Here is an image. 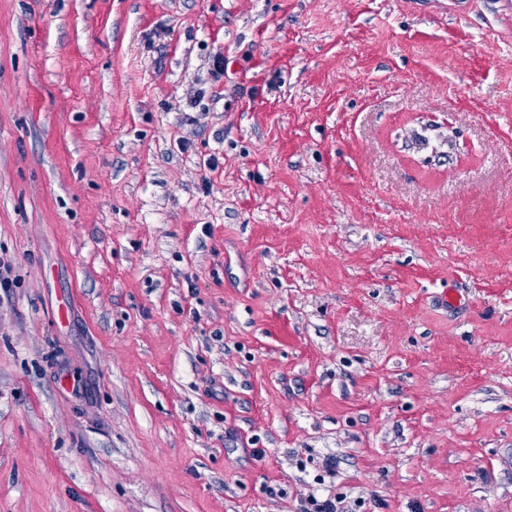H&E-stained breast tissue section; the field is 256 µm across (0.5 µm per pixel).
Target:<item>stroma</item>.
<instances>
[{
  "label": "stroma",
  "mask_w": 512,
  "mask_h": 512,
  "mask_svg": "<svg viewBox=\"0 0 512 512\" xmlns=\"http://www.w3.org/2000/svg\"><path fill=\"white\" fill-rule=\"evenodd\" d=\"M0 259V512H512V0H0Z\"/></svg>",
  "instance_id": "1"
}]
</instances>
